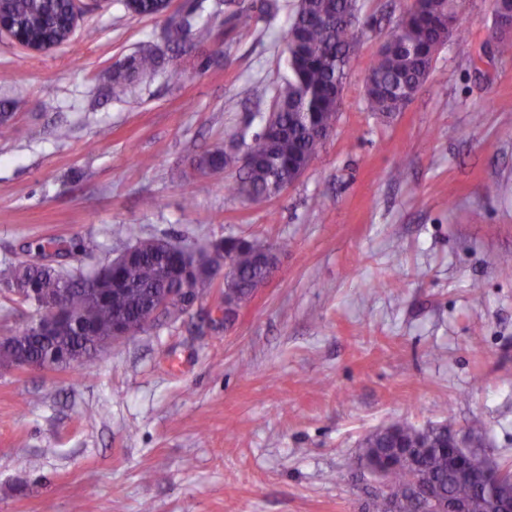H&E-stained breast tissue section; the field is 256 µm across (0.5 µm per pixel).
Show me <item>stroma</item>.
Here are the masks:
<instances>
[{
    "label": "stroma",
    "instance_id": "stroma-1",
    "mask_svg": "<svg viewBox=\"0 0 512 512\" xmlns=\"http://www.w3.org/2000/svg\"><path fill=\"white\" fill-rule=\"evenodd\" d=\"M296 2L243 27L224 0L157 17L100 0L48 52L0 37V101L26 90L0 127V267L43 249L97 269L129 246L122 224L288 242L232 322L211 319L219 274L189 314L95 360L0 367V512H365L362 441L397 422L471 429L512 462V58L494 52L493 0H460L458 36L388 117L366 109L368 66L409 0H358L335 129L251 202L227 190L236 166L194 160L240 154L263 125ZM191 12L207 33L174 51L168 21ZM146 44L163 68L112 98Z\"/></svg>",
    "mask_w": 512,
    "mask_h": 512
}]
</instances>
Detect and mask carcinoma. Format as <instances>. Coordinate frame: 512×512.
<instances>
[{
	"label": "carcinoma",
	"instance_id": "carcinoma-1",
	"mask_svg": "<svg viewBox=\"0 0 512 512\" xmlns=\"http://www.w3.org/2000/svg\"><path fill=\"white\" fill-rule=\"evenodd\" d=\"M122 6L138 16H158L160 0H120ZM11 10L23 25L27 37L56 44L66 39L62 29L69 11V0H11ZM356 0H298L286 34L288 77L274 88L273 109L266 122L277 131L262 129L242 138L249 158L240 169L233 193L257 201L280 194L286 183L308 168L320 139L333 129L338 98L355 41ZM457 14V0H435L427 8L409 9L371 60L367 90V110L398 112L405 90L423 85L433 70L435 53L441 44L448 17ZM193 24L188 19L172 23L168 42L182 45L190 40ZM161 56L150 45L127 59L112 77L114 98L126 96L139 78L159 67ZM229 164L220 150L199 157V170L217 172ZM227 237L198 245L188 252L161 251L154 239H138L130 249L136 258L129 264H110L92 272L76 269L62 272L51 267L9 265L0 269V284L21 302L41 311L39 298L30 290L46 288L61 294L71 307L72 319L55 324L49 338H35L34 323L16 331L9 344L0 346V365L8 367L27 356L50 362L55 353L66 349L76 354L93 355L112 345V325L121 319L137 335L148 329L145 311L166 288L207 285L224 259L227 288L214 303L225 310L226 299H247L267 277L269 270L258 257L288 247L267 238L252 236L242 241ZM123 284L111 291L112 277ZM393 437L375 431L363 441L362 455L388 452L398 440L415 464L393 471L389 478L391 494L410 502L407 512H430L433 503L452 497L465 500L471 512H488L490 501L481 488L490 458L474 452L468 457V475L461 477L450 468L451 431L446 426L419 428L408 422L391 425ZM493 484L502 492L512 491V465L499 464Z\"/></svg>",
	"mask_w": 512,
	"mask_h": 512
}]
</instances>
